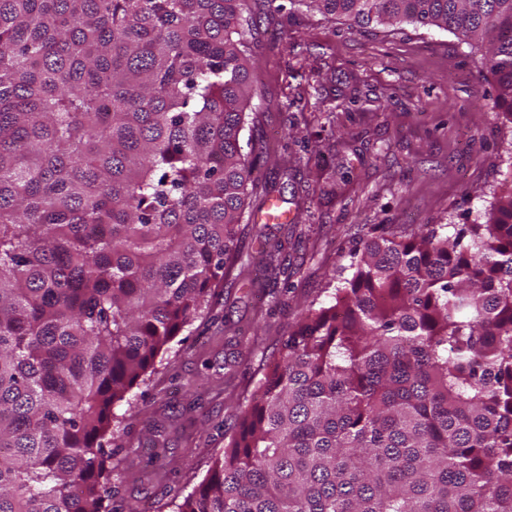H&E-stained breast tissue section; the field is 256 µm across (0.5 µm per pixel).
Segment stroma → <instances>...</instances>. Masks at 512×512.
Listing matches in <instances>:
<instances>
[{"mask_svg":"<svg viewBox=\"0 0 512 512\" xmlns=\"http://www.w3.org/2000/svg\"><path fill=\"white\" fill-rule=\"evenodd\" d=\"M289 0H250L252 72L244 152L258 186L241 240L243 274L170 344L114 409L112 475L143 512H169L207 475L302 305L331 304L362 238L479 224L512 181V127L494 107L480 49L429 26L358 29ZM293 219L258 224L264 197ZM163 447L167 474H151Z\"/></svg>","mask_w":512,"mask_h":512,"instance_id":"stroma-1","label":"stroma"}]
</instances>
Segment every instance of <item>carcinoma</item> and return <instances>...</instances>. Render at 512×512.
Returning <instances> with one entry per match:
<instances>
[{"mask_svg": "<svg viewBox=\"0 0 512 512\" xmlns=\"http://www.w3.org/2000/svg\"><path fill=\"white\" fill-rule=\"evenodd\" d=\"M246 2L0 0V512H141L105 443L239 259ZM298 2L482 47L512 124V0ZM350 269L172 512H512V189Z\"/></svg>", "mask_w": 512, "mask_h": 512, "instance_id": "obj_1", "label": "carcinoma"}]
</instances>
